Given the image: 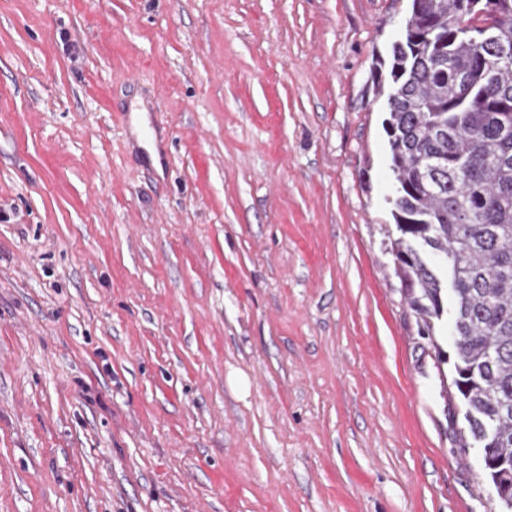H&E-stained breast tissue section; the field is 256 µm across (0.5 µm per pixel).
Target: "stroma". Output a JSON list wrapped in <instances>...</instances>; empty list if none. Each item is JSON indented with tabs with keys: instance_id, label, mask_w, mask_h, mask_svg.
Returning a JSON list of instances; mask_svg holds the SVG:
<instances>
[{
	"instance_id": "stroma-1",
	"label": "stroma",
	"mask_w": 512,
	"mask_h": 512,
	"mask_svg": "<svg viewBox=\"0 0 512 512\" xmlns=\"http://www.w3.org/2000/svg\"><path fill=\"white\" fill-rule=\"evenodd\" d=\"M410 0H0V512H498L395 273Z\"/></svg>"
}]
</instances>
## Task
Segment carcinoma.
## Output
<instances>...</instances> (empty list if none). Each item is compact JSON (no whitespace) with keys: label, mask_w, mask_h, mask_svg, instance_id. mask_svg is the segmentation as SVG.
Instances as JSON below:
<instances>
[{"label":"carcinoma","mask_w":512,"mask_h":512,"mask_svg":"<svg viewBox=\"0 0 512 512\" xmlns=\"http://www.w3.org/2000/svg\"><path fill=\"white\" fill-rule=\"evenodd\" d=\"M485 0H411L391 48L385 120L402 191L391 241L407 301L432 335L452 297L461 451L491 449L484 478L512 480V0L498 38L469 24ZM452 256V289L427 254Z\"/></svg>","instance_id":"cac0c4a2"}]
</instances>
